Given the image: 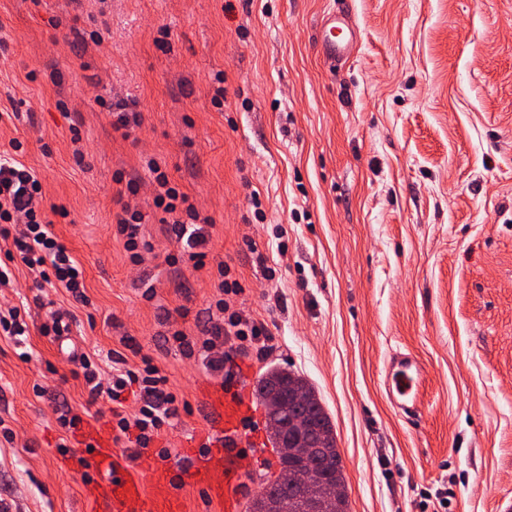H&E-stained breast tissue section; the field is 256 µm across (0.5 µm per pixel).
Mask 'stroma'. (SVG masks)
Instances as JSON below:
<instances>
[{
    "instance_id": "1",
    "label": "stroma",
    "mask_w": 512,
    "mask_h": 512,
    "mask_svg": "<svg viewBox=\"0 0 512 512\" xmlns=\"http://www.w3.org/2000/svg\"><path fill=\"white\" fill-rule=\"evenodd\" d=\"M339 2L360 43L333 71L315 29ZM119 100L142 114L134 138L112 127L106 105ZM15 139L91 304L54 293L75 316L57 340L40 332L49 313L26 269L0 290V306L27 311L31 354L0 339L9 512H107L57 448L80 440L59 411L111 428L73 352L140 349L188 401L151 454L172 449L173 466L206 440L222 379L171 334L200 335L221 262L241 286L231 305L272 336L225 371L309 380L349 512L512 502V0H0V156ZM151 158L213 219L202 269L167 262L180 245L153 205ZM118 172L142 181L129 199L146 216L137 265L115 236ZM399 352L425 372L411 417L382 386Z\"/></svg>"
}]
</instances>
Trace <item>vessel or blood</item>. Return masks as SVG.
<instances>
[{
	"mask_svg": "<svg viewBox=\"0 0 512 512\" xmlns=\"http://www.w3.org/2000/svg\"><path fill=\"white\" fill-rule=\"evenodd\" d=\"M319 52L328 67L348 62L356 49L358 33L347 14L329 11L316 32ZM424 370L409 354H398L384 368L383 384L391 406L404 415L415 412L421 402ZM254 385L241 378L234 386L212 392L207 398L209 411L215 421L214 435L205 448L186 452V464L173 471L160 458L145 462L147 480L131 475L128 464L115 460L112 443L102 431L85 434L79 448L69 458L72 468L82 461H94L99 477L87 486L92 499L109 504L113 512H182L183 503L174 484L187 478L212 498L223 500L225 512H237L245 492L240 461L244 455L259 451V439L251 428L256 414ZM165 487L161 497L148 498L143 494L144 483Z\"/></svg>",
	"mask_w": 512,
	"mask_h": 512,
	"instance_id": "b4317fda",
	"label": "vessel or blood"
}]
</instances>
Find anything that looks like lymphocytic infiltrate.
I'll return each mask as SVG.
<instances>
[{
    "label": "lymphocytic infiltrate",
    "instance_id": "1",
    "mask_svg": "<svg viewBox=\"0 0 512 512\" xmlns=\"http://www.w3.org/2000/svg\"><path fill=\"white\" fill-rule=\"evenodd\" d=\"M148 170L155 185V208L171 217L183 252L195 268H203L207 243L203 226L208 216L172 185L156 160H149ZM41 197L42 185L30 170L13 159L0 161V239L10 242L13 254L34 274L38 287L64 289L75 302L88 304L83 266L54 234L52 220L40 208ZM216 279L219 296L202 337L192 340L177 330L172 338L185 354H198L210 372L220 375L224 372L225 340L253 342L266 330L230 308L226 296L239 294L240 286L230 279L227 265L218 264ZM76 360L90 399L104 397L111 404L113 443L127 444L138 451L147 449L178 417V397L150 357H141L139 364L132 365L121 356L113 359L107 371L90 354H79ZM129 395L138 405L132 414L125 406Z\"/></svg>",
    "mask_w": 512,
    "mask_h": 512
}]
</instances>
